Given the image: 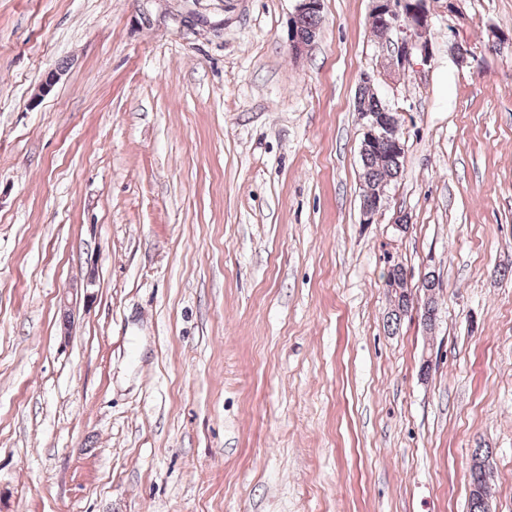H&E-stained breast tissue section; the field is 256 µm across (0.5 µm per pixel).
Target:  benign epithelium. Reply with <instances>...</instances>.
I'll use <instances>...</instances> for the list:
<instances>
[{
  "label": "benign epithelium",
  "mask_w": 512,
  "mask_h": 512,
  "mask_svg": "<svg viewBox=\"0 0 512 512\" xmlns=\"http://www.w3.org/2000/svg\"><path fill=\"white\" fill-rule=\"evenodd\" d=\"M321 10V0H297L294 15L288 30V43L293 55L298 56L316 39L320 29L302 32L306 17ZM372 15L381 17L382 29L379 33L381 43L388 46L387 67L391 70L406 69L414 65L416 59L425 62L430 56L427 33L430 29V14L424 7L423 0H372ZM456 62L459 67L470 68L479 62L478 55L468 44L454 46ZM364 135L360 152L365 154L382 141H391L396 152L405 153L402 142L390 138L397 129L398 114L389 108L380 111L361 113ZM384 189H379L376 196L362 200L361 213L363 223L374 222L381 207Z\"/></svg>",
  "instance_id": "1"
}]
</instances>
